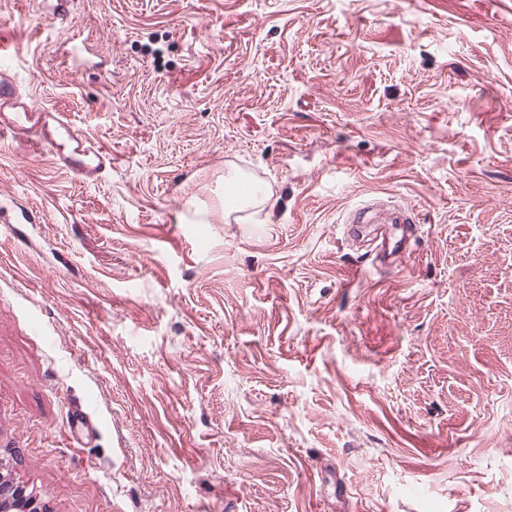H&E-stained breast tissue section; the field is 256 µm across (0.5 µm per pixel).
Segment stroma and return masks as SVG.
<instances>
[{"mask_svg":"<svg viewBox=\"0 0 512 512\" xmlns=\"http://www.w3.org/2000/svg\"><path fill=\"white\" fill-rule=\"evenodd\" d=\"M1 34L112 157L0 139V473L39 512H512V0H0ZM375 202L394 265L345 232ZM382 224H392L382 236L378 246L379 254L382 258L392 260L402 258L409 251V235L407 219L394 217L389 220L379 221Z\"/></svg>","mask_w":512,"mask_h":512,"instance_id":"stroma-1","label":"stroma"}]
</instances>
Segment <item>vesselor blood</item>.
Listing matches in <instances>:
<instances>
[{
  "label": "vessel or blood",
  "instance_id": "1",
  "mask_svg": "<svg viewBox=\"0 0 512 512\" xmlns=\"http://www.w3.org/2000/svg\"><path fill=\"white\" fill-rule=\"evenodd\" d=\"M18 56L16 44L0 38V136L9 137L28 149L48 150L56 164L77 174L102 173L109 161L91 135L78 127L64 112L49 111L30 96H22L10 66ZM382 258L404 257L409 235L404 219L395 217L378 246Z\"/></svg>",
  "mask_w": 512,
  "mask_h": 512
}]
</instances>
